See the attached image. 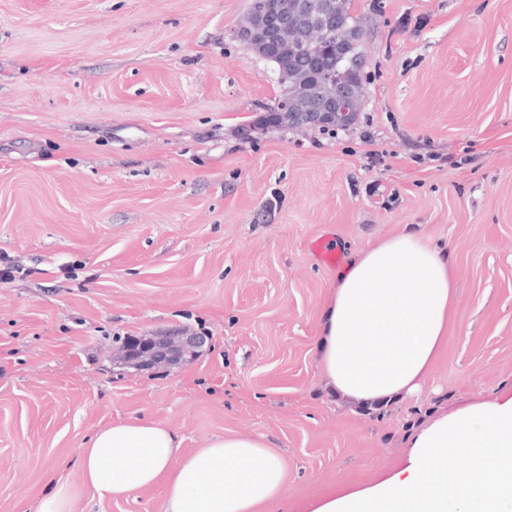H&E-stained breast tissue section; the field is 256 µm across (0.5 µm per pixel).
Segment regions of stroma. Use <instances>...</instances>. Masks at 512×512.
I'll return each mask as SVG.
<instances>
[{
  "mask_svg": "<svg viewBox=\"0 0 512 512\" xmlns=\"http://www.w3.org/2000/svg\"><path fill=\"white\" fill-rule=\"evenodd\" d=\"M248 0H0V512L145 417L183 451L265 436L273 512L375 483L438 416L512 395V0H351L365 30L356 123L240 129L281 94L235 38ZM458 274L419 396H329L312 352L335 267L405 229ZM210 338L179 367L116 340ZM161 489L81 490L71 512H163Z\"/></svg>",
  "mask_w": 512,
  "mask_h": 512,
  "instance_id": "1",
  "label": "stroma"
}]
</instances>
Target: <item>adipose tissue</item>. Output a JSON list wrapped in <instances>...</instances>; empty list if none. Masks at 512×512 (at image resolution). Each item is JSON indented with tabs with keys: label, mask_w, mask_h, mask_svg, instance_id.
<instances>
[{
	"label": "adipose tissue",
	"mask_w": 512,
	"mask_h": 512,
	"mask_svg": "<svg viewBox=\"0 0 512 512\" xmlns=\"http://www.w3.org/2000/svg\"><path fill=\"white\" fill-rule=\"evenodd\" d=\"M456 288L447 251L410 231L352 257L336 273L314 340L327 391L368 408L416 395L445 349ZM452 452L465 469L449 468ZM78 463L103 498L162 487L164 512H269L286 477L263 438L217 436L186 454L173 431L142 417L98 429ZM306 509L512 512V396L434 419L380 481L328 489Z\"/></svg>",
	"instance_id": "1"
}]
</instances>
